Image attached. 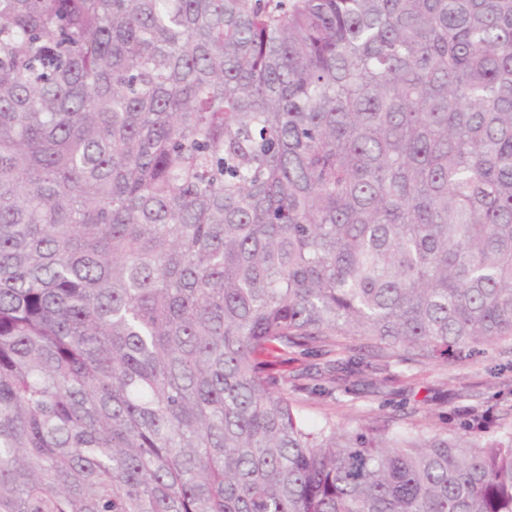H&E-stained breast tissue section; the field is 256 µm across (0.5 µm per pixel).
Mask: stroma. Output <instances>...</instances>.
Segmentation results:
<instances>
[{"mask_svg": "<svg viewBox=\"0 0 512 512\" xmlns=\"http://www.w3.org/2000/svg\"><path fill=\"white\" fill-rule=\"evenodd\" d=\"M359 373L337 365L339 391L325 397L304 390L295 398L311 422L329 416L341 426L371 425L396 430L460 432L475 420L496 430H512V342L503 340L487 356L466 362L369 361Z\"/></svg>", "mask_w": 512, "mask_h": 512, "instance_id": "obj_1", "label": "stroma"}]
</instances>
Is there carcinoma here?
Returning a JSON list of instances; mask_svg holds the SVG:
<instances>
[{"label":"carcinoma","instance_id":"obj_1","mask_svg":"<svg viewBox=\"0 0 512 512\" xmlns=\"http://www.w3.org/2000/svg\"><path fill=\"white\" fill-rule=\"evenodd\" d=\"M505 339L512 0H0V512H512L279 372ZM291 357H297L298 359L288 365V373H291V371L298 372L303 370L309 372L312 376H317L318 372H322L323 375L325 373L326 377H328L327 374H329V372L326 371V366H328L326 365V362L339 358V356L302 357L299 355H291Z\"/></svg>","mask_w":512,"mask_h":512}]
</instances>
